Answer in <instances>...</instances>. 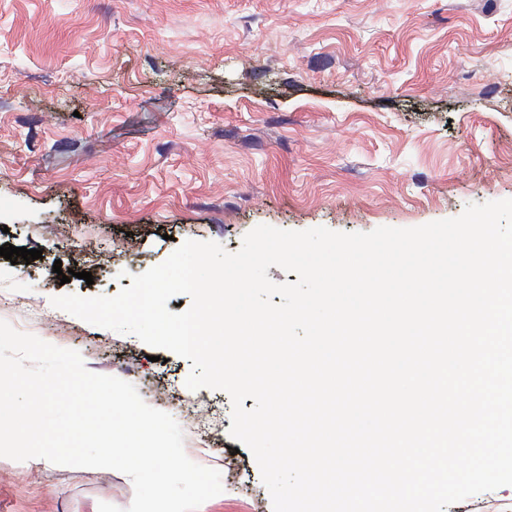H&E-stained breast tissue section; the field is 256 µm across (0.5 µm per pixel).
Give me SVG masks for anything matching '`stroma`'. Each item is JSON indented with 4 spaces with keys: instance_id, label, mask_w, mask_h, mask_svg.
<instances>
[{
    "instance_id": "obj_1",
    "label": "stroma",
    "mask_w": 512,
    "mask_h": 512,
    "mask_svg": "<svg viewBox=\"0 0 512 512\" xmlns=\"http://www.w3.org/2000/svg\"><path fill=\"white\" fill-rule=\"evenodd\" d=\"M502 199L512 0H0V245L42 252L0 256V320L177 422L175 399L226 418L231 400L52 298L115 295L189 239L234 252L260 224L369 232ZM57 262L92 282L60 283ZM184 446L225 462L198 512H273L228 432L186 427ZM133 495L115 470L0 457V512H126Z\"/></svg>"
}]
</instances>
